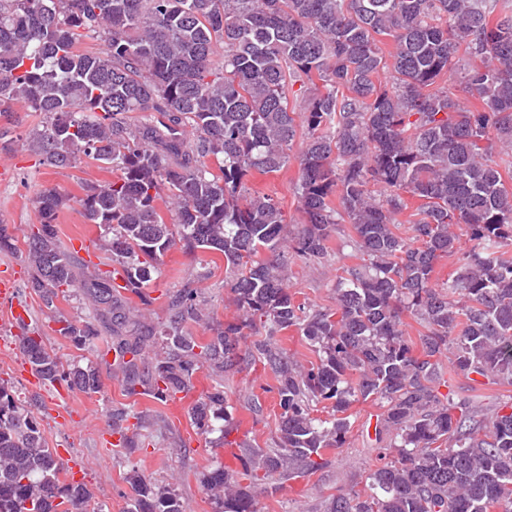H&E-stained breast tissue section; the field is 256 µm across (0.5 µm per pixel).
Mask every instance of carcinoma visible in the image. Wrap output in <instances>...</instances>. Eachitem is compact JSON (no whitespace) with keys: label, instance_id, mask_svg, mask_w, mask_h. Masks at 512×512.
<instances>
[{"label":"carcinoma","instance_id":"obj_1","mask_svg":"<svg viewBox=\"0 0 512 512\" xmlns=\"http://www.w3.org/2000/svg\"><path fill=\"white\" fill-rule=\"evenodd\" d=\"M384 37L394 42L387 56ZM87 38L104 49H80ZM453 68L463 102L439 84ZM19 103L42 115L26 142L42 164L86 157L115 173L76 200L110 235L103 274H85L60 242L58 214L73 200L55 188L37 193L41 224L23 233L24 248L0 227V252L20 256L57 333L79 350L102 340L128 397L172 400L206 363L222 377L259 362L277 381L271 444L237 443L249 484L222 465L208 474L218 512H256L253 489L268 479L323 469L325 452L346 442L349 410L369 399L382 409L380 464L325 512H512V396L489 417L455 399L461 377L512 386V185L501 172L512 169V0H0L1 134ZM131 112L143 121L129 125ZM298 138L304 223L290 238L279 202L246 183L284 169ZM496 146L505 155L494 157ZM406 194L420 200L408 239ZM345 222L362 263L337 280L335 306L298 301L281 249L325 259ZM178 244L222 253L230 271L237 318L206 342L187 329L209 323L194 288L169 296L158 327L128 306L126 294L141 295ZM453 256L439 281L437 263ZM72 291L94 321L59 310ZM407 315L422 327L415 339ZM291 328L316 362L279 345ZM18 345L43 383L100 392L99 371L64 366L37 329L23 328ZM233 410L218 383L191 418L222 443ZM110 419L114 446L152 444L132 407ZM127 482L129 512H187L138 472ZM92 500L0 378V512H102Z\"/></svg>","mask_w":512,"mask_h":512}]
</instances>
